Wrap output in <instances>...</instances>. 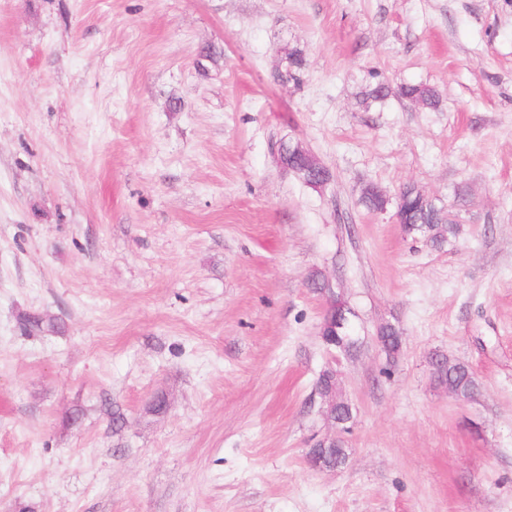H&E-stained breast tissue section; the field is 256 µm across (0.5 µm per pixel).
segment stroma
<instances>
[{
    "instance_id": "35a3bbf8",
    "label": "stroma",
    "mask_w": 512,
    "mask_h": 512,
    "mask_svg": "<svg viewBox=\"0 0 512 512\" xmlns=\"http://www.w3.org/2000/svg\"><path fill=\"white\" fill-rule=\"evenodd\" d=\"M288 47L297 84L273 79ZM370 184L458 237L406 235ZM332 297L349 355L320 336ZM436 351L474 398L435 385ZM333 433L347 465L311 467ZM22 504L512 512V0H0V512ZM398 95L401 98L418 101L424 107L430 109L436 108L439 104V97L437 93L432 88L425 85L401 86L398 90ZM400 195L399 224L407 234L423 239L434 249H442L456 239L459 224L444 208L433 204L412 187L403 188Z\"/></svg>"
}]
</instances>
